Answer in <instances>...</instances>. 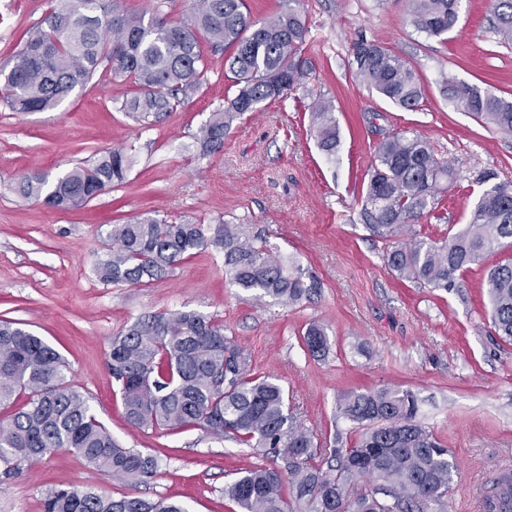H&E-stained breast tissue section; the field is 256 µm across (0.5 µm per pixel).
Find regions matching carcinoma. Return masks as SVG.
Wrapping results in <instances>:
<instances>
[{
    "mask_svg": "<svg viewBox=\"0 0 512 512\" xmlns=\"http://www.w3.org/2000/svg\"><path fill=\"white\" fill-rule=\"evenodd\" d=\"M283 0L269 17L246 9L244 0H199L179 22L121 11L120 0H59L35 28L4 74L8 103L17 112H45L83 88L107 63L131 81L133 95L122 110L144 122L161 118L202 83L207 65L200 38L224 50V66L236 94L212 113L201 130V150L224 149L235 119L267 101L303 88L302 51L308 29ZM460 0H409L417 31L440 37L459 18ZM493 27L512 43V0H496ZM356 75L392 104L414 111L423 96L414 70L400 56L363 37L352 45ZM442 96L455 107L512 135V101L491 87L446 82ZM311 122L319 150L336 154L335 106L314 102ZM125 148L105 151L51 181L34 173L20 177L18 192L54 209L85 204L126 178ZM452 173L437 161L427 141L408 131L382 141L364 176L361 221L385 242L384 259L400 280L428 288L456 287L457 275L512 245V185L494 184L480 195L469 224L441 242L420 237L415 225L438 208ZM215 247L224 272L245 291L294 305L317 288L301 270H290L244 224L173 222L144 216L114 224L95 265L112 285L146 286L172 275L196 251ZM485 288L495 333L512 342V260L495 265ZM303 344L326 355L324 326L309 323ZM108 368L128 423L140 430L200 429L272 456L275 464L253 466L224 488L242 512H446L455 463L419 418L413 392L383 386L351 392L338 404L340 417L358 426L355 442L330 448L293 415L285 389L251 372L244 351L224 336V326L193 310L144 316L112 337ZM61 355L20 322L0 320V405L15 394L26 406L0 418V473L10 476L57 451H71L106 475L130 483L153 477L158 460L120 446L91 410L86 396L67 384ZM336 461L323 470L320 457ZM378 486L356 495L360 479ZM486 512H512V471L499 474L485 496ZM44 512H185L182 506L138 497L115 499L83 487L52 491Z\"/></svg>",
    "mask_w": 512,
    "mask_h": 512,
    "instance_id": "cac0c4a2",
    "label": "carcinoma"
}]
</instances>
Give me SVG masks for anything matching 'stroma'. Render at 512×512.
I'll use <instances>...</instances> for the list:
<instances>
[{"mask_svg":"<svg viewBox=\"0 0 512 512\" xmlns=\"http://www.w3.org/2000/svg\"><path fill=\"white\" fill-rule=\"evenodd\" d=\"M56 4L0 0V70L10 69L28 30ZM494 6L461 0L455 29L430 37L412 25L405 0H299L309 30L304 89L245 114L213 156L202 155L199 138L211 112L234 93L223 52H207L200 88L145 126L120 110L132 84L104 67L46 112L13 111L0 82V318L27 323L59 351L69 383L112 436L159 463L152 479L129 484L58 451L0 475V512H43L47 495L69 485L116 499L172 498L187 512H239L224 488L263 456L199 429L131 427L107 367L111 340L125 326L180 309L223 324L252 372L284 387L298 421L317 437H340L342 446L357 437L337 416L344 395L383 385L412 391L420 419L457 463L449 512H485L492 480L512 471V344L493 330L484 281L488 267L512 258V248L462 272L456 288H421L391 275L385 245L370 236L359 211L377 146L405 130L425 138L453 173L435 218L419 226L432 240L465 228L486 176L512 182V136L440 92L442 80L454 78L512 100V45L493 30ZM362 35L415 69L424 88L416 111L357 79L351 46ZM318 97L336 104L340 144L330 158L311 129ZM116 145L133 157L125 182L81 207L50 209L15 191L22 175L54 179ZM142 215L247 225L318 288L291 306L243 291L211 248L145 287L99 281L93 267L112 225ZM312 321L329 337V352L318 358L301 340Z\"/></svg>","mask_w":512,"mask_h":512,"instance_id":"stroma-1","label":"stroma"}]
</instances>
